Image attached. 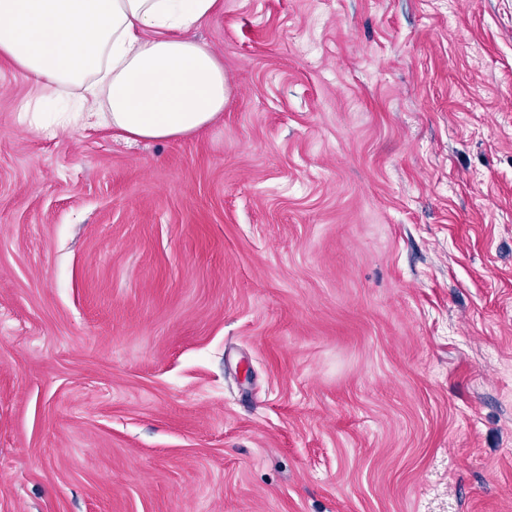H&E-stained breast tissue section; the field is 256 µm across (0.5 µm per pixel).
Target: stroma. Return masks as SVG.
Segmentation results:
<instances>
[{
  "mask_svg": "<svg viewBox=\"0 0 512 512\" xmlns=\"http://www.w3.org/2000/svg\"><path fill=\"white\" fill-rule=\"evenodd\" d=\"M198 133L22 121L0 512H512V0H221Z\"/></svg>",
  "mask_w": 512,
  "mask_h": 512,
  "instance_id": "1",
  "label": "stroma"
}]
</instances>
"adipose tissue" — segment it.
Listing matches in <instances>:
<instances>
[{
	"label": "adipose tissue",
	"mask_w": 512,
	"mask_h": 512,
	"mask_svg": "<svg viewBox=\"0 0 512 512\" xmlns=\"http://www.w3.org/2000/svg\"><path fill=\"white\" fill-rule=\"evenodd\" d=\"M219 0H0V55L47 102L72 88L58 126L127 142L190 135L224 110V68L191 31Z\"/></svg>",
	"instance_id": "ef3b65f1"
}]
</instances>
